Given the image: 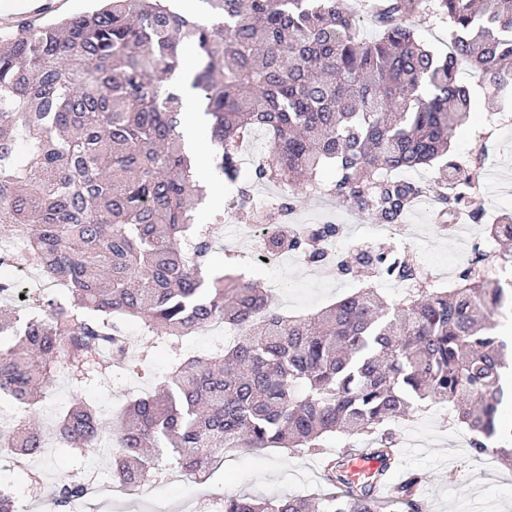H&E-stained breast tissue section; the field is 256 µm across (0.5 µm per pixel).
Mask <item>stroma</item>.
<instances>
[{
	"label": "stroma",
	"mask_w": 512,
	"mask_h": 512,
	"mask_svg": "<svg viewBox=\"0 0 512 512\" xmlns=\"http://www.w3.org/2000/svg\"><path fill=\"white\" fill-rule=\"evenodd\" d=\"M418 39L437 54L448 52V23L434 12V0H418L413 16ZM459 80L471 90L472 124L457 129L450 152L459 159L483 153L486 159L483 182L473 197L469 211L460 215L462 223L474 221L482 213L487 224L512 213V99L495 98L486 90L477 72L463 70ZM408 179L423 183L428 192L425 203L412 206L404 215V240L422 245V261L432 271L450 272L463 263L452 238L441 233L437 218L440 198L448 192V174L425 168L411 171ZM224 221L214 227V252L210 268L218 274H231L261 282L277 280L271 291V306L285 315H308L330 305L351 292L354 281L346 276L326 281L312 266L291 258L279 264L245 265L239 254L245 248L247 218L234 212L235 193L221 188ZM294 222L316 224L335 219L339 224H373L374 218L337 201L335 198L299 186L295 190ZM128 351L113 358L106 374H92L83 380L59 373L41 410L32 416L41 429H50L60 410L84 401L94 406L106 421H113L133 397L153 392L166 379L176 351L163 350L146 361H139L145 339L137 324L127 326ZM400 470L424 474V495L428 512H512V470L497 462L494 455L474 454L472 436L461 424H449L441 405L395 421ZM345 446L342 437H328L322 455L303 449H275L265 452L234 448L224 454L223 463L194 478L179 468L160 464L154 471L156 488L150 498L135 494L123 496L112 506L86 504L85 512H222L224 494L234 491L256 499L284 495H310L322 487L321 467L325 457ZM111 457L102 452L87 455L70 448L51 449L47 458L35 466L9 471L0 485L9 487L17 500L33 501L32 512H44V497L56 484L74 479L89 480L110 476Z\"/></svg>",
	"instance_id": "1"
}]
</instances>
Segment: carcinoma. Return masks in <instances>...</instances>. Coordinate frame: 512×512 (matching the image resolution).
<instances>
[{"label": "carcinoma", "mask_w": 512, "mask_h": 512, "mask_svg": "<svg viewBox=\"0 0 512 512\" xmlns=\"http://www.w3.org/2000/svg\"><path fill=\"white\" fill-rule=\"evenodd\" d=\"M214 21L174 11L169 0H104L58 23L23 26L0 38V230L23 233L21 258L66 294L39 300L34 314L0 316V398L36 410L56 374L81 377L107 354L126 353L123 325L136 320L152 348L221 322L232 342L207 356L176 358L164 385L132 399L112 426L90 405L58 417V439L94 454L108 446L112 479L133 487L163 459L185 471L218 466L227 448H320L340 434L397 462L393 418L438 402L448 423L464 424L472 447L512 467V425L498 418L512 394L502 382L507 343L494 315L512 302L500 281L468 268L446 285L424 280L389 300L361 277L353 292L308 316L271 308L267 289L225 274L207 278L214 241L191 232L205 200L181 135L183 96L154 79L179 70L190 45L198 66L190 88L203 108L214 171L236 186L238 209H252L238 184L239 147L254 130L272 134L259 180L299 185L319 166L336 171L311 188L401 221L425 187L393 173L441 164L457 183L446 199L470 203L482 159L448 155L470 114L458 70H475L493 95L512 90V0H435L448 21L445 57L421 43L414 0H377L375 42L359 39V18L342 0H205ZM318 228L301 236L273 229L267 246L322 260ZM489 236L512 262V216ZM371 272L414 280L407 261L381 249L355 256ZM0 447L31 462L46 450L23 422L0 429ZM371 479L352 484L346 461L327 460L326 492L258 501L224 494V512H424L407 473L390 499ZM85 483L53 486L67 508Z\"/></svg>", "instance_id": "cac0c4a2"}]
</instances>
